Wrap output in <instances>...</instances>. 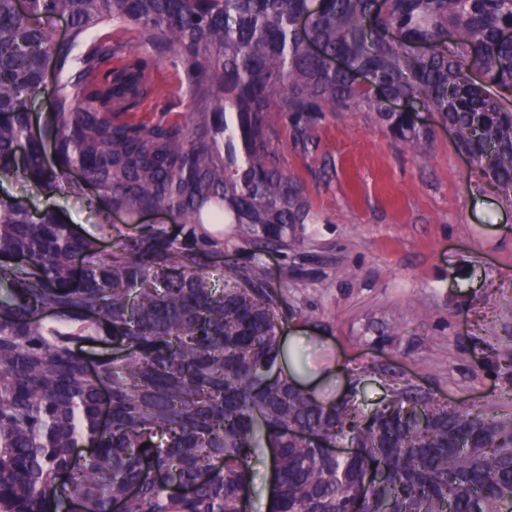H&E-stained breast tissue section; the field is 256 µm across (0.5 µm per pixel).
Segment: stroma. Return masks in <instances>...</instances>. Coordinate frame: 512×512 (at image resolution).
Wrapping results in <instances>:
<instances>
[{"label":"stroma","mask_w":512,"mask_h":512,"mask_svg":"<svg viewBox=\"0 0 512 512\" xmlns=\"http://www.w3.org/2000/svg\"><path fill=\"white\" fill-rule=\"evenodd\" d=\"M145 53L154 89L132 120L183 123L197 98L181 58L165 47ZM418 121L433 135L420 154L366 112L283 117L271 147L309 210L296 244L259 253L234 240L205 257L213 273L250 261L264 267L280 295L283 367L302 356L299 380L319 397L354 386L370 405L386 394L383 367L453 406L497 403L512 384L499 370L512 359V203L439 113ZM0 193L31 211L57 212L106 248L138 224H174L161 213L138 224L105 218L90 187L64 197L11 178Z\"/></svg>","instance_id":"35a3bbf8"}]
</instances>
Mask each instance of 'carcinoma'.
Here are the masks:
<instances>
[{
    "mask_svg": "<svg viewBox=\"0 0 512 512\" xmlns=\"http://www.w3.org/2000/svg\"><path fill=\"white\" fill-rule=\"evenodd\" d=\"M50 16L67 18L68 39L45 28ZM116 21L174 49L200 105L184 126L121 120L112 102L129 110L147 93L146 62L95 83L126 51L96 40L57 81L49 163L27 96ZM508 27L512 0H0V178L78 195V168L106 214L162 210L187 228L180 239L145 226L104 250L0 195V512H63L70 500L83 512H239L259 451L272 463L268 512H352L360 493L359 512H512L511 387L501 404L451 407L384 369L390 395L369 412L354 389L321 399L282 372L280 296L264 269L216 277L203 265L224 246L207 223L232 225L254 251L295 242L307 206L268 142L288 112L366 108L418 153L431 133L415 112H438L512 203ZM388 97L410 109L386 110ZM310 434L369 458H336ZM371 459L385 474L372 487Z\"/></svg>",
    "mask_w": 512,
    "mask_h": 512,
    "instance_id": "1",
    "label": "carcinoma"
}]
</instances>
